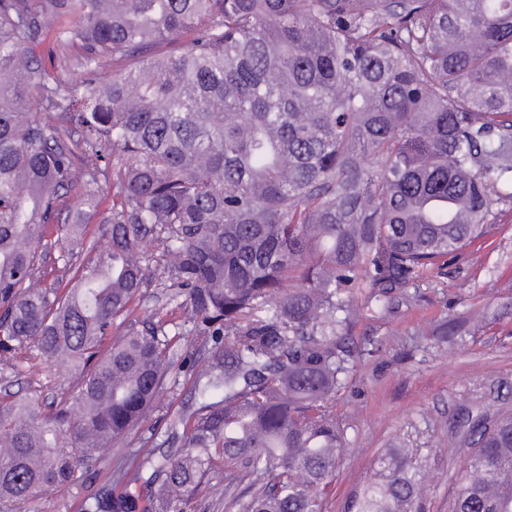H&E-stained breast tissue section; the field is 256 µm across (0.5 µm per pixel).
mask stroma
Returning <instances> with one entry per match:
<instances>
[{
    "label": "stroma",
    "mask_w": 512,
    "mask_h": 512,
    "mask_svg": "<svg viewBox=\"0 0 512 512\" xmlns=\"http://www.w3.org/2000/svg\"><path fill=\"white\" fill-rule=\"evenodd\" d=\"M494 211L490 235L450 259L440 274L393 294L389 312L365 308L354 327L355 360L332 403L347 447L327 488L324 512H343L389 448L413 449L423 512H448V494L469 456L455 435L460 412L512 409V202H498ZM472 305L484 309V329L438 337L446 320ZM68 376L66 362L33 361L18 372L0 369V392L39 389L51 400L58 396L54 382ZM172 377L175 386L138 432L98 449L94 487L112 488L115 470L134 467L135 451L147 440H161L181 414L192 378L180 366Z\"/></svg>",
    "instance_id": "stroma-1"
}]
</instances>
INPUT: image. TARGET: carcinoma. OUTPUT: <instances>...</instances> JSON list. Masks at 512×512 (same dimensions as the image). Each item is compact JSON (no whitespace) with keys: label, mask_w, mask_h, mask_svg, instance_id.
Segmentation results:
<instances>
[{"label":"carcinoma","mask_w":512,"mask_h":512,"mask_svg":"<svg viewBox=\"0 0 512 512\" xmlns=\"http://www.w3.org/2000/svg\"><path fill=\"white\" fill-rule=\"evenodd\" d=\"M50 31L80 79L48 71ZM509 185L512 0H0V364L72 378L55 404L0 397V512L86 486L189 335L208 352L187 412L83 512H185L219 469L244 512H323L355 296L381 306L462 254ZM146 239L177 322L132 317ZM461 427L448 512H512V412ZM411 455H380L344 512H417Z\"/></svg>","instance_id":"cac0c4a2"}]
</instances>
